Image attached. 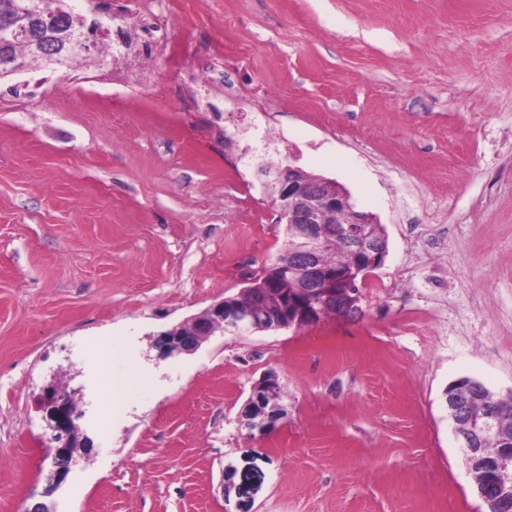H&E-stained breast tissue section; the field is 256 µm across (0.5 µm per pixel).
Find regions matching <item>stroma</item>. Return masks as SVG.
Wrapping results in <instances>:
<instances>
[{
	"label": "stroma",
	"mask_w": 512,
	"mask_h": 512,
	"mask_svg": "<svg viewBox=\"0 0 512 512\" xmlns=\"http://www.w3.org/2000/svg\"><path fill=\"white\" fill-rule=\"evenodd\" d=\"M168 20L223 83L116 111L94 66L0 79V512H240L230 468L249 512H485L443 393L466 375L512 395V0H191ZM266 122L279 164L382 224L385 263L357 318L158 358L287 245L259 158L234 168ZM270 370L285 415L248 430ZM51 385L92 442L52 492ZM126 384L124 379L113 378L110 373L105 374L103 401L111 411L120 408Z\"/></svg>",
	"instance_id": "obj_1"
}]
</instances>
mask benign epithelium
Returning a JSON list of instances; mask_svg holds the SVG:
<instances>
[{
	"mask_svg": "<svg viewBox=\"0 0 512 512\" xmlns=\"http://www.w3.org/2000/svg\"><path fill=\"white\" fill-rule=\"evenodd\" d=\"M297 172L298 169L291 165L286 173L276 172L275 181L280 188L273 199L276 223L289 225L292 245L298 257L296 293L302 306L298 307L296 317L284 322L281 319V315L287 313L284 307L278 312L263 306L241 310L221 301L195 318L189 329L176 328L160 334L159 340L165 342V357L197 350L211 336L208 327L212 322L224 324V329L229 332L243 333L270 328H300L307 322L314 324L327 306L340 307L350 317L360 315V296L354 292V276H343L336 269L319 262L321 225H338V232L346 238L358 258L355 271H373L383 264L387 256L382 244L369 237L367 225L375 223V220L371 215L355 210L349 195L336 182L328 180L319 185L308 184L296 178ZM276 383L275 374H266L253 386L251 398L257 404H263L264 397L271 393ZM474 390L472 384L463 383L446 395L451 419L467 417V404ZM42 403L51 422V441L56 443L53 466L56 472L64 473L73 460L72 447L75 438L79 437L75 423L78 414L70 394L55 386L45 391ZM458 438L466 448V467L479 498L486 504H498L512 498V458L491 454L485 448L490 442H507L495 415L485 414L476 421L470 434H460Z\"/></svg>",
	"mask_w": 512,
	"mask_h": 512,
	"instance_id": "obj_1",
	"label": "benign epithelium"
}]
</instances>
